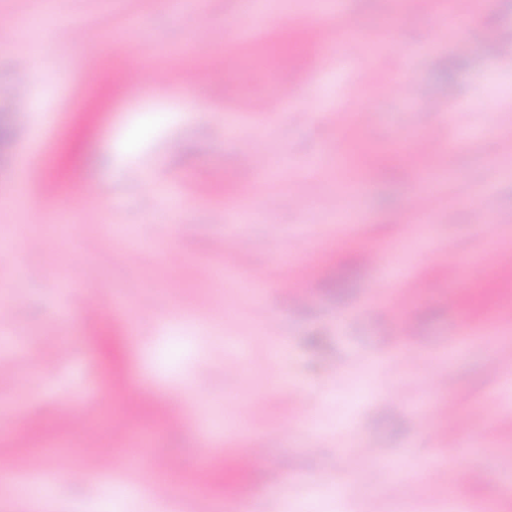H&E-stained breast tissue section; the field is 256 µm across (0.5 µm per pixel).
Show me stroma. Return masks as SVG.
Returning <instances> with one entry per match:
<instances>
[{"instance_id": "35a3bbf8", "label": "stroma", "mask_w": 512, "mask_h": 512, "mask_svg": "<svg viewBox=\"0 0 512 512\" xmlns=\"http://www.w3.org/2000/svg\"><path fill=\"white\" fill-rule=\"evenodd\" d=\"M264 2L258 26L244 0H0V22L21 30L0 50V234L16 236L0 260V364L14 368L0 380V463L37 486L30 446L55 470L76 468L88 437L164 449L165 460L143 458L136 485L110 458L81 482L54 481V512H143L162 473L164 512H235L246 500L255 512H455L460 500L466 512H512V269L499 265L512 257V0H433L428 16L411 0H338L326 20L357 18L358 43L260 58L239 31L266 44L311 16L310 0ZM462 7L478 21L449 36ZM79 26L97 46L70 39ZM174 48L193 61V97L178 78L126 68L137 55L164 70ZM220 55L231 69H211ZM21 59L35 73L24 126L11 106ZM398 78L439 111L398 91ZM259 102L266 111H253ZM332 111L375 119L336 125ZM421 135L454 141V155L421 164L410 148ZM340 155L360 187L352 215L328 205ZM258 168L268 179L234 204ZM49 179L67 192L73 230L36 250L58 211L41 195ZM87 184L99 207L84 201ZM420 188L437 205L418 218ZM472 190L495 204L479 222L461 201ZM167 194L185 201L169 224ZM123 239L135 264L120 257ZM92 293L96 320L82 313ZM446 372L449 387L437 382ZM132 388L158 415L125 434L97 424L129 413ZM362 444L373 454L345 482ZM254 447L261 456L237 474ZM460 462L482 480L455 484ZM284 463L283 488L269 474Z\"/></svg>"}]
</instances>
